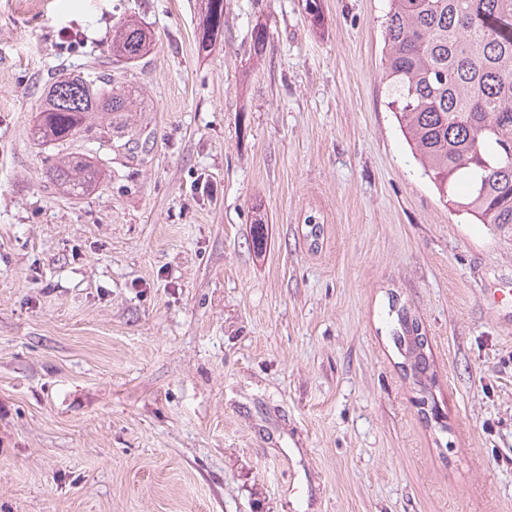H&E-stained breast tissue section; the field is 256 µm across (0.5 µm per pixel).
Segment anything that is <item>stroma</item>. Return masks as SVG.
<instances>
[{
  "mask_svg": "<svg viewBox=\"0 0 512 512\" xmlns=\"http://www.w3.org/2000/svg\"><path fill=\"white\" fill-rule=\"evenodd\" d=\"M387 10L224 0L203 55L201 0H0V512H512V233L411 155ZM128 20L155 46L119 69ZM94 71L141 90L148 143L75 140L105 180L72 199L34 126ZM409 313L403 306L397 309L392 338L402 357L405 356L408 361L414 384L422 388L426 381L432 380L429 375L428 340L424 333L419 332L420 327L416 317L413 316L410 319ZM425 354L427 357L424 356Z\"/></svg>",
  "mask_w": 512,
  "mask_h": 512,
  "instance_id": "1",
  "label": "stroma"
}]
</instances>
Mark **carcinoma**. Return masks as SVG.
<instances>
[{"instance_id": "obj_1", "label": "carcinoma", "mask_w": 512, "mask_h": 512, "mask_svg": "<svg viewBox=\"0 0 512 512\" xmlns=\"http://www.w3.org/2000/svg\"><path fill=\"white\" fill-rule=\"evenodd\" d=\"M382 79L399 128L440 199L481 224L512 229V0H389L383 22ZM224 34V0H204L196 40L211 52ZM266 27L255 24L250 52L263 54ZM151 39L135 21L112 37L114 61L132 63ZM141 92L112 86V74L61 75L46 94L35 134L44 142L121 141L144 147L135 105ZM71 198L94 191L102 177L74 152L47 169ZM393 341L413 382L431 379L428 340L405 307L396 311Z\"/></svg>"}]
</instances>
